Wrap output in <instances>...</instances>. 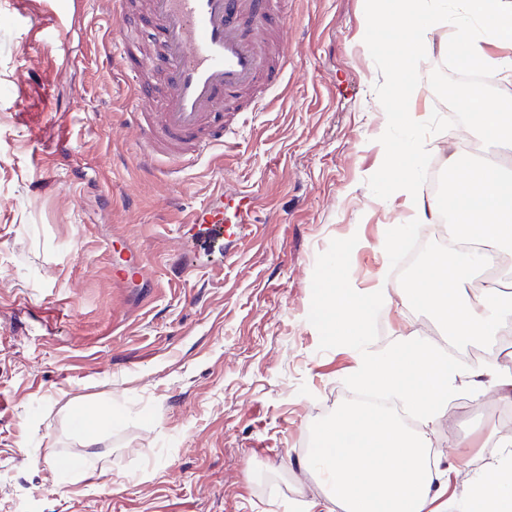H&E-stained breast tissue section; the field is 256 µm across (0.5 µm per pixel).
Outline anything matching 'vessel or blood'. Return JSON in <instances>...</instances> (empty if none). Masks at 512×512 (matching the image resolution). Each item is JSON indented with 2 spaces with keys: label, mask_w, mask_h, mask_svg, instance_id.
<instances>
[{
  "label": "vessel or blood",
  "mask_w": 512,
  "mask_h": 512,
  "mask_svg": "<svg viewBox=\"0 0 512 512\" xmlns=\"http://www.w3.org/2000/svg\"><path fill=\"white\" fill-rule=\"evenodd\" d=\"M257 6V0H151L169 69L157 111L136 113L144 163L163 157L179 167L198 160L224 142V131L211 122L217 105L258 82L285 77V69L268 68L263 37L237 22ZM254 207L249 194L219 193L193 212L191 222L197 236L217 240L228 224L246 231Z\"/></svg>",
  "instance_id": "b4317fda"
}]
</instances>
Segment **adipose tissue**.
<instances>
[{
	"label": "adipose tissue",
	"instance_id": "1",
	"mask_svg": "<svg viewBox=\"0 0 512 512\" xmlns=\"http://www.w3.org/2000/svg\"><path fill=\"white\" fill-rule=\"evenodd\" d=\"M389 300L383 285L364 300L355 289L334 288L324 312L344 339L355 342L366 309ZM456 376L455 367L416 332L400 337L383 354L360 350L357 384L390 389L420 428L407 429L388 414L355 406L337 414L321 432L314 454L325 458L344 512H428L440 495L441 472L430 454L432 435L442 408L456 394ZM481 456L485 467L495 470L494 480L473 478L467 497L444 502L445 512H497L500 503L512 504V435H491Z\"/></svg>",
	"mask_w": 512,
	"mask_h": 512
}]
</instances>
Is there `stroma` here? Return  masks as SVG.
<instances>
[{"mask_svg":"<svg viewBox=\"0 0 512 512\" xmlns=\"http://www.w3.org/2000/svg\"><path fill=\"white\" fill-rule=\"evenodd\" d=\"M279 2L286 37L269 47L289 57L283 85L218 109L225 144L175 173L140 163L110 0H68L61 38L44 0H0V512H339L308 466L317 437L356 389L359 349L385 352L431 318L384 249L411 211L367 184L387 118L365 0ZM127 22L161 97L149 0ZM225 188L254 196L251 235L185 234ZM131 263L142 274L116 276ZM380 281L391 300L365 315L361 346L315 320L331 285L364 297ZM477 367L463 363L433 436L459 497L503 427ZM78 409L106 414L96 444ZM461 439L464 457L448 456Z\"/></svg>","mask_w":512,"mask_h":512,"instance_id":"obj_1","label":"stroma"}]
</instances>
